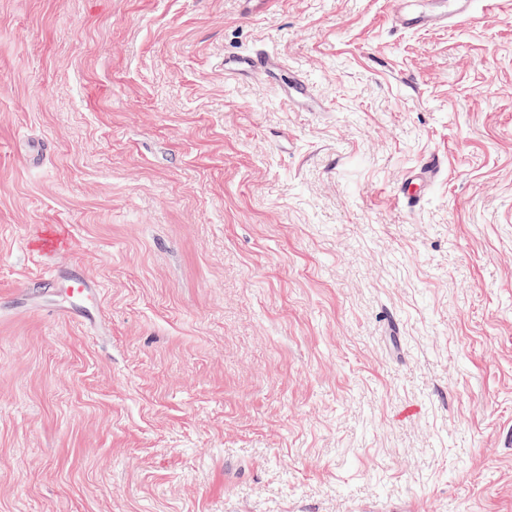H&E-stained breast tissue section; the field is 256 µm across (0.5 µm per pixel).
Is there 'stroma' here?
Instances as JSON below:
<instances>
[{"instance_id":"35a3bbf8","label":"stroma","mask_w":512,"mask_h":512,"mask_svg":"<svg viewBox=\"0 0 512 512\" xmlns=\"http://www.w3.org/2000/svg\"><path fill=\"white\" fill-rule=\"evenodd\" d=\"M400 7L0 0V512H512V0ZM393 15L391 24L396 30L429 29L448 26L459 20L474 17L475 0H433L430 8L419 10L409 0ZM283 70L280 59L265 49H257L251 53L224 57V75L238 77L245 75H259L275 78ZM277 87L281 98L288 103L299 100L306 101L314 96L313 90L298 75L289 76L287 80L277 81ZM444 168L445 159L440 153H429L421 157L408 176L407 186L399 193V200L410 209L417 207L421 195L437 181ZM53 279L57 288H66L70 298L74 299L60 306L57 314L67 320L77 314L83 321L91 323L95 320L97 309L98 286H93L82 276L61 270L53 271L48 277Z\"/></svg>"}]
</instances>
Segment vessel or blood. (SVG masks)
Segmentation results:
<instances>
[{
  "instance_id": "vessel-or-blood-1",
  "label": "vessel or blood",
  "mask_w": 512,
  "mask_h": 512,
  "mask_svg": "<svg viewBox=\"0 0 512 512\" xmlns=\"http://www.w3.org/2000/svg\"><path fill=\"white\" fill-rule=\"evenodd\" d=\"M475 0H433L430 8L420 10L405 0L401 10L393 15L391 24L398 30L429 29L443 27L459 20H469L474 16ZM283 69L280 59L263 49L251 53L225 57L224 73L229 77L259 75L277 78V87L283 100L293 103L308 100L313 91L297 75L281 79ZM445 168V159L441 154L429 153L421 157L408 176L407 186L399 194L400 201L408 208L420 203L423 191L437 181ZM51 277L56 287L67 289L70 300L60 306L57 313L64 319L79 316L85 322H93L96 317L99 292L82 276L61 270L53 271Z\"/></svg>"
}]
</instances>
